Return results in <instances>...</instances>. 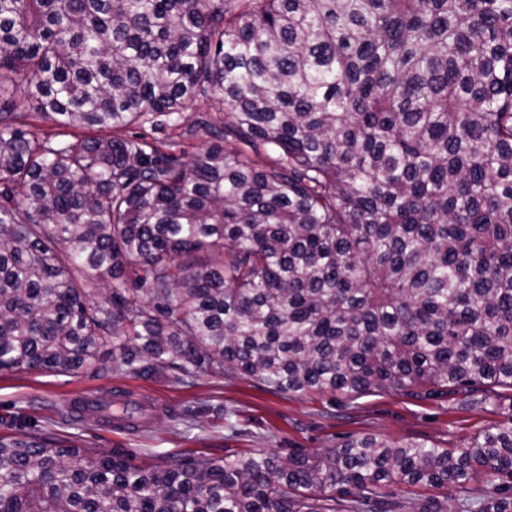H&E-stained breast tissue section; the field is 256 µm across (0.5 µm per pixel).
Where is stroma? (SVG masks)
I'll use <instances>...</instances> for the list:
<instances>
[{"instance_id": "1", "label": "stroma", "mask_w": 512, "mask_h": 512, "mask_svg": "<svg viewBox=\"0 0 512 512\" xmlns=\"http://www.w3.org/2000/svg\"><path fill=\"white\" fill-rule=\"evenodd\" d=\"M178 370L150 377L105 371L62 374L0 371V434L25 417L42 434L94 452L116 450L144 465L188 457L221 458L252 449L282 457L324 452L351 439L376 436L392 442L459 446L506 420L512 399L480 404L463 395L418 401L390 391L350 402L327 395L274 393L248 377L201 374L192 383ZM122 390L149 407L136 431L72 405Z\"/></svg>"}]
</instances>
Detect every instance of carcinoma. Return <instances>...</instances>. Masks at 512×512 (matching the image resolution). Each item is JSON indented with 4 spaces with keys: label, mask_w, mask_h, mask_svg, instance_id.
Listing matches in <instances>:
<instances>
[{
    "label": "carcinoma",
    "mask_w": 512,
    "mask_h": 512,
    "mask_svg": "<svg viewBox=\"0 0 512 512\" xmlns=\"http://www.w3.org/2000/svg\"><path fill=\"white\" fill-rule=\"evenodd\" d=\"M199 97L190 153L108 136ZM108 346L282 393L512 389V0H0V370ZM448 487L512 512V415L142 466L0 435V512H448L421 493Z\"/></svg>",
    "instance_id": "carcinoma-1"
}]
</instances>
